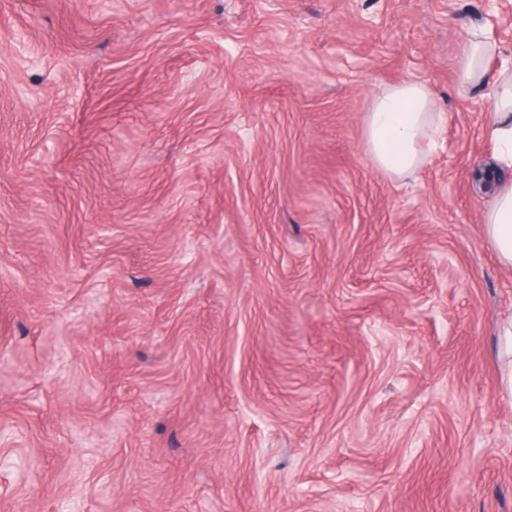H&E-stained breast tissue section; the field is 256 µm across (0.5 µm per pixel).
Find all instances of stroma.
Masks as SVG:
<instances>
[{"label":"stroma","instance_id":"1","mask_svg":"<svg viewBox=\"0 0 512 512\" xmlns=\"http://www.w3.org/2000/svg\"><path fill=\"white\" fill-rule=\"evenodd\" d=\"M485 0H0V512H512ZM429 86L402 178L372 98ZM438 112L429 88L404 82L377 96L365 118V145L377 170L400 177L431 152Z\"/></svg>","mask_w":512,"mask_h":512}]
</instances>
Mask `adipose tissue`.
Instances as JSON below:
<instances>
[{
	"label": "adipose tissue",
	"instance_id": "ef3b65f1",
	"mask_svg": "<svg viewBox=\"0 0 512 512\" xmlns=\"http://www.w3.org/2000/svg\"><path fill=\"white\" fill-rule=\"evenodd\" d=\"M498 52L487 28H473L458 56L455 74L463 91L489 85L493 110L488 133L495 144L496 162L512 168V64L502 63L495 79L487 77V63ZM437 121L435 99L425 84L404 82L386 88L365 118V145L376 169L399 177L419 167L433 148ZM484 224L499 261L512 266V185L495 187Z\"/></svg>",
	"mask_w": 512,
	"mask_h": 512
}]
</instances>
